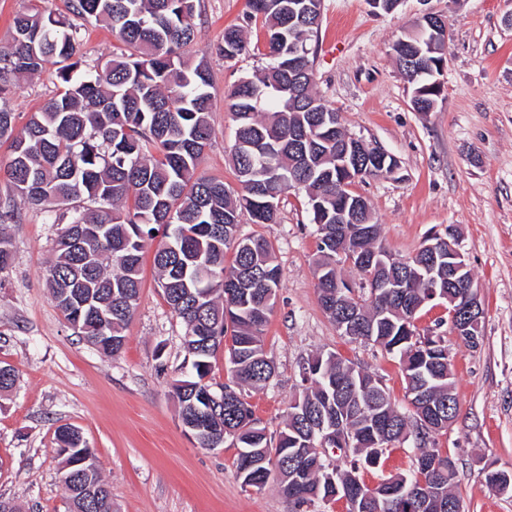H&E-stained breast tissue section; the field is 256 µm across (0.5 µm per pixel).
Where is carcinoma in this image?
<instances>
[{"mask_svg": "<svg viewBox=\"0 0 512 512\" xmlns=\"http://www.w3.org/2000/svg\"><path fill=\"white\" fill-rule=\"evenodd\" d=\"M197 0H67L66 13L44 6L18 14L13 36L0 46V101L15 91L13 79L57 69L62 88L14 134L15 114L0 107V142L9 143L0 166L10 193L0 205V223L21 201L34 209L59 210L55 221L76 228V236L60 233L46 287L65 320L105 356L125 345L122 331L136 306L143 253L156 234L161 241L154 265L163 296L187 328L185 345L193 357L191 377L174 384L179 416L224 422V438L235 447L266 456L265 469L285 497L292 481L286 473L303 472L304 487L319 490L318 499L296 498L298 507L319 512L325 505V473L336 482L364 489L362 512H413L411 494L419 477L442 487L445 499L459 502L451 475L424 472L391 476L380 486L392 490L383 506L379 491L360 479V464H374L394 444L409 442L415 455L440 451L437 435L448 431L457 397L448 358L447 335L411 336L404 330L409 303L425 296L427 278L448 290V260L416 254L401 267L367 273L387 276L403 288H385L375 298L359 297L368 315L367 340L399 355L414 412L405 415L392 403L379 380L334 353L313 357L318 373L289 406L288 418L276 435L255 417L245 397L274 375L264 352L267 315L275 304L281 273L273 247L261 237H240V216L255 224L275 222L282 193L301 188L307 196L310 221L325 226L317 245L318 298L342 300L341 260L374 248L379 227L371 213L349 210L355 175L377 176L387 166L340 165L336 155V110L314 91V83L295 86L288 64L298 62L314 73L309 41L318 32L317 15L307 26L288 24L292 11L318 0H249L251 18L266 28V65L242 79L225 95L226 109L236 122L232 162L239 191L197 174L199 160L210 146L214 129L210 73L204 58L188 55L195 38L192 20ZM106 21L121 43L112 58L90 69L77 58L81 28ZM411 64L397 59L411 96L433 111L432 93L445 63V42L412 33ZM246 49L243 30L224 28L219 50L234 59ZM234 248L231 264L225 250ZM434 273L427 275L426 269ZM225 343L227 382L224 405L211 407L200 398L209 387L211 359ZM434 409L431 426L419 425V412ZM336 418L351 435V445L338 448L349 458L341 468L316 457L311 423L320 416ZM92 497L73 493L70 512H112L107 484L96 475Z\"/></svg>", "mask_w": 512, "mask_h": 512, "instance_id": "obj_1", "label": "carcinoma"}]
</instances>
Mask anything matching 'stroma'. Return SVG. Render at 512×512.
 Segmentation results:
<instances>
[{
    "label": "stroma",
    "instance_id": "35a3bbf8",
    "mask_svg": "<svg viewBox=\"0 0 512 512\" xmlns=\"http://www.w3.org/2000/svg\"><path fill=\"white\" fill-rule=\"evenodd\" d=\"M448 17L450 38L433 111H414L411 91L391 46L424 7ZM194 57L210 71L215 129L198 172L238 190L231 162L234 121L224 95L266 60L261 24L248 0H198ZM241 27L243 54L227 60L217 45L225 26ZM315 90L336 109L346 131L398 161L394 173L356 181L380 242L393 256H414L425 239L456 228L484 308L482 340L472 348L451 341V373L458 415L439 435L456 466L455 492L463 512H512V493L489 487L486 464L512 471V0H403L391 14L373 13L366 0H323L311 42ZM55 68L20 80L5 105L23 132L30 115L58 90ZM12 263L0 273V364L18 373L0 394V500L21 512H66L58 479L55 430H82L112 494V512H299L277 486H242L237 450L200 447L185 431L172 385L191 370L185 325L166 303L146 250L134 315L124 349L101 355L64 320L45 285L61 225L47 212L18 205L0 226ZM240 233L273 246L282 281L268 314L265 351L270 383L249 390L255 415L270 434L283 426L302 390L303 364L334 352L381 379L392 402L408 411L399 358L370 342L341 336L317 294L318 234L304 191L280 200L275 223L242 216ZM411 444L389 448L360 468L373 486L413 468Z\"/></svg>",
    "mask_w": 512,
    "mask_h": 512
}]
</instances>
